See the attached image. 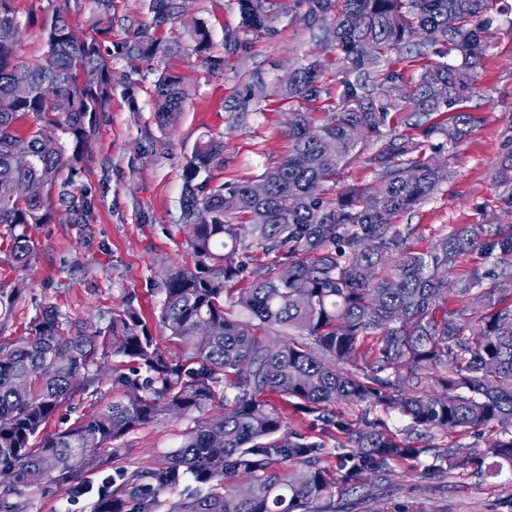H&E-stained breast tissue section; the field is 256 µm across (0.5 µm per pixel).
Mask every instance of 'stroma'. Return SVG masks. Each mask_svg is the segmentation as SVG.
Segmentation results:
<instances>
[{"mask_svg": "<svg viewBox=\"0 0 512 512\" xmlns=\"http://www.w3.org/2000/svg\"><path fill=\"white\" fill-rule=\"evenodd\" d=\"M183 10L167 25L153 24L151 0H112V31L101 47L112 62V99L88 137V146L70 188L90 206L83 223L68 221L58 208L52 223L32 226L35 252L19 269L0 244V280L22 291L8 338L25 335L44 306H58L76 323H97L101 312L121 309L128 294L138 305L160 350L181 356L182 348L158 321L167 268L191 261L188 230L181 222L183 170L199 142L215 138L223 155L211 168L214 183L252 181L288 155V120L297 103L284 97L288 75L320 62L323 92L306 105L314 125L333 117L341 77L336 54L318 39L334 14H309V0H267L272 23L245 27L238 0H181ZM56 0H16L21 22L18 52L39 60L45 28ZM486 49L476 88L464 104L478 124L457 144L431 138L436 160L446 162L448 181L403 223L416 225L409 245L428 252L457 224H512L506 199L512 189L495 179L497 162L512 152V0H494ZM205 26L213 48L209 58L191 50L190 31ZM149 27L160 47L154 58L130 59L123 46L133 28ZM180 78L183 109L169 127L157 124L152 91L161 74ZM262 84L263 93L252 90ZM376 143L360 144L359 155L326 186L336 198L352 187H368L374 173L364 158ZM184 419L141 427L123 442L119 465L149 464L176 447ZM430 457L392 462L369 474L358 492L336 499V512H512V470L485 457L481 474L456 470L420 479Z\"/></svg>", "mask_w": 512, "mask_h": 512, "instance_id": "35a3bbf8", "label": "stroma"}]
</instances>
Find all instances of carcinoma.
Here are the masks:
<instances>
[{
  "instance_id": "carcinoma-1",
  "label": "carcinoma",
  "mask_w": 512,
  "mask_h": 512,
  "mask_svg": "<svg viewBox=\"0 0 512 512\" xmlns=\"http://www.w3.org/2000/svg\"><path fill=\"white\" fill-rule=\"evenodd\" d=\"M39 63L19 56L14 0H0V241L25 268L28 228L54 217L52 189L68 196L64 173L81 164L91 129L112 94V64L96 39H82L59 0ZM248 27L271 20L266 0H238ZM96 28L112 30V0H95ZM177 0H152L154 24L178 14ZM489 0H336L322 42L340 55L336 115L310 134L309 113L288 121L292 149L252 183L211 184L220 142H201L184 168L182 221L192 262L167 269L159 321L183 348L164 355L136 294L103 312L89 330L58 307H44L28 334L0 342V512H29L36 491L95 492L91 512H335L336 492L358 491L365 474L399 458L429 454L423 479L465 469L483 455L512 468V224L451 228L426 253L410 249L416 228L396 221L448 181L427 154L429 136L462 141L477 117L462 103L484 54ZM194 52L208 58V32L194 31ZM446 49L456 63L430 61L413 76L389 68L400 59ZM156 50L135 29L126 54ZM318 65L294 71L284 95L320 97ZM185 92L167 76L155 86V112L167 127ZM451 112L446 123H430ZM33 118L25 133L18 123ZM403 124L410 132L391 128ZM376 183L328 199L323 187L361 142ZM494 258L448 282L467 256ZM271 261L260 264L255 254ZM20 289L0 282V334ZM460 306L454 307L452 303ZM280 397L321 433L346 435L350 450L331 454L318 435L290 429ZM94 409L68 427L49 420L77 400ZM355 403V421L336 404ZM396 412L397 437L372 413ZM188 417L176 448L141 467H120L98 487L79 483L124 453L121 440L151 423ZM497 432L489 448L424 445L422 432ZM86 448L96 452L87 454ZM38 474L43 482L34 484Z\"/></svg>"
}]
</instances>
